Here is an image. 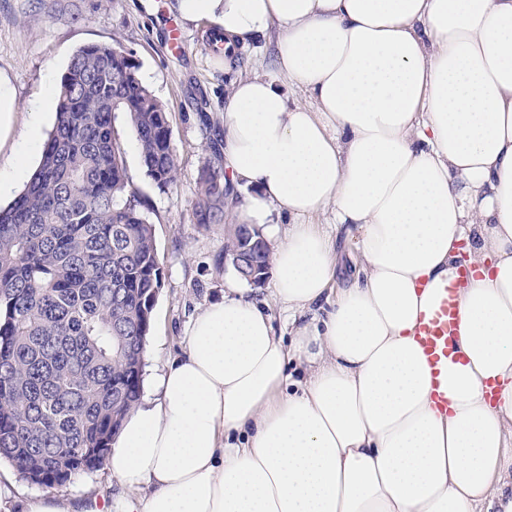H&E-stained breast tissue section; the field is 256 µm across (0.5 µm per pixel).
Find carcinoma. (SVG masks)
I'll use <instances>...</instances> for the list:
<instances>
[{
    "label": "carcinoma",
    "mask_w": 512,
    "mask_h": 512,
    "mask_svg": "<svg viewBox=\"0 0 512 512\" xmlns=\"http://www.w3.org/2000/svg\"><path fill=\"white\" fill-rule=\"evenodd\" d=\"M119 43L74 52L56 88V122L34 173L0 208V461L44 487L106 460L141 398L133 373L163 272L152 224L130 188L113 119L123 113L147 176L176 180L167 110L136 76ZM221 155L207 158L192 205L198 224L224 225V250L241 248L227 222ZM251 264L269 272L271 252Z\"/></svg>",
    "instance_id": "cac0c4a2"
}]
</instances>
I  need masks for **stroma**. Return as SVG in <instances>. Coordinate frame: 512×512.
I'll return each mask as SVG.
<instances>
[{"label":"stroma","mask_w":512,"mask_h":512,"mask_svg":"<svg viewBox=\"0 0 512 512\" xmlns=\"http://www.w3.org/2000/svg\"><path fill=\"white\" fill-rule=\"evenodd\" d=\"M210 28L205 20L180 19L175 0H0V83L14 100L0 125V178L12 185L0 195V206L11 202L38 166L56 120L57 84L80 46L121 44L134 55L138 77L166 106L178 171L163 191L146 176L125 117L115 120L129 181L154 228L164 274L143 374V395L152 401L157 377L185 354L192 320L222 301L227 280L236 276L224 263L223 225L196 223L192 213L199 171L211 148L222 145L224 94L235 78L278 76L271 39L251 45L241 54L242 66L228 71L223 57L205 47ZM175 29L185 45L179 54L170 47ZM128 495L103 466L66 485L40 487L0 462V512H27L44 496L76 512H99Z\"/></svg>","instance_id":"stroma-1"}]
</instances>
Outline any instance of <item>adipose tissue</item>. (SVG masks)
<instances>
[{
  "label": "adipose tissue",
  "mask_w": 512,
  "mask_h": 512,
  "mask_svg": "<svg viewBox=\"0 0 512 512\" xmlns=\"http://www.w3.org/2000/svg\"><path fill=\"white\" fill-rule=\"evenodd\" d=\"M176 8L217 27L228 67L277 32L284 82H232L224 154L254 190L236 221L290 220L273 287L296 331L283 343L233 285L194 318L112 443L135 493L120 512H512V0ZM327 212L358 232L341 288ZM446 296L455 358L436 377L417 329Z\"/></svg>",
  "instance_id": "ef3b65f1"
}]
</instances>
